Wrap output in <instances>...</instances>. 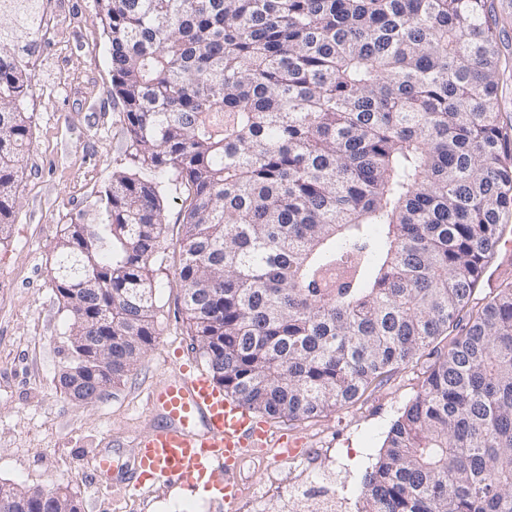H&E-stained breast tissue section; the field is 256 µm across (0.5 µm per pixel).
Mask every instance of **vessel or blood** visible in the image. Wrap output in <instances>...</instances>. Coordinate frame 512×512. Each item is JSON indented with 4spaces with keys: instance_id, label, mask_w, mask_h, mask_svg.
<instances>
[{
    "instance_id": "obj_1",
    "label": "vessel or blood",
    "mask_w": 512,
    "mask_h": 512,
    "mask_svg": "<svg viewBox=\"0 0 512 512\" xmlns=\"http://www.w3.org/2000/svg\"><path fill=\"white\" fill-rule=\"evenodd\" d=\"M147 404L165 422L134 439L124 490L190 487L205 477L217 492L216 505L229 512L242 495L237 473L243 457L267 445L263 423L225 397L206 372L185 368L153 386Z\"/></svg>"
}]
</instances>
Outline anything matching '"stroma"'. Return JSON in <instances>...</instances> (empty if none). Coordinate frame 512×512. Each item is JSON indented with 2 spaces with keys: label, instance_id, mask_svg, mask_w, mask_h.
<instances>
[{
  "label": "stroma",
  "instance_id": "obj_1",
  "mask_svg": "<svg viewBox=\"0 0 512 512\" xmlns=\"http://www.w3.org/2000/svg\"><path fill=\"white\" fill-rule=\"evenodd\" d=\"M498 35L499 118L512 125V0H491ZM44 38L35 61L32 135L23 151L16 219L0 245V485L61 489L82 512H217L199 488L156 487L138 495L120 479L133 438L156 415L148 389L176 368L204 369L181 310L175 246L181 202H164L170 266L157 278L156 336L123 384L89 402L70 401L67 318L49 270L64 225L91 221L114 170L130 167L123 114L112 97L108 39L95 0H44ZM447 337L391 370L356 401L317 417L266 419L268 448L247 455L235 512H290L311 485L335 490L358 512L362 477L378 460L391 424L422 390ZM299 442L293 458L282 440Z\"/></svg>",
  "mask_w": 512,
  "mask_h": 512
}]
</instances>
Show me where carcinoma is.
<instances>
[{
	"mask_svg": "<svg viewBox=\"0 0 512 512\" xmlns=\"http://www.w3.org/2000/svg\"><path fill=\"white\" fill-rule=\"evenodd\" d=\"M43 0H0V233L33 114ZM132 167L50 276L71 368L119 387L152 344L167 192L178 279L216 381L272 418L357 399L450 337L363 477L360 512H512V207L489 0H96ZM112 346V375L91 347ZM47 491L14 512H56ZM502 223L511 224L506 229L505 233L504 240L506 241V245L502 243L501 253L495 254L494 258H492L489 262L483 277V282L478 288H495V286L500 283L502 277L504 276L503 270L510 266L512 259V209H510L506 214ZM509 244L511 245L510 247Z\"/></svg>",
	"mask_w": 512,
	"mask_h": 512,
	"instance_id": "carcinoma-1",
	"label": "carcinoma"
}]
</instances>
